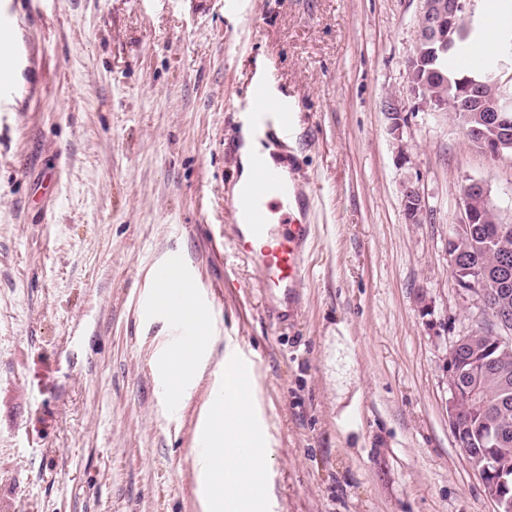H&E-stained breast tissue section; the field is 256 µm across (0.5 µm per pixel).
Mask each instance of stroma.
<instances>
[{
    "mask_svg": "<svg viewBox=\"0 0 512 512\" xmlns=\"http://www.w3.org/2000/svg\"><path fill=\"white\" fill-rule=\"evenodd\" d=\"M422 0H13L0 112V512H202L193 466L224 360L269 434L267 512H494L448 425L450 344L478 309L451 275L461 187L512 224V157L407 96ZM289 95V168L316 226L273 324L233 250L230 146L257 81ZM404 97L392 132L386 102ZM424 194L411 224L402 190ZM184 254L217 337L168 408L175 325L153 269ZM20 65V58L14 56L0 59V111L7 112L9 100L16 94L15 72Z\"/></svg>",
    "mask_w": 512,
    "mask_h": 512,
    "instance_id": "1",
    "label": "stroma"
}]
</instances>
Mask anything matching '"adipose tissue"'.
Returning <instances> with one entry per match:
<instances>
[{"label": "adipose tissue", "instance_id": "adipose-tissue-1", "mask_svg": "<svg viewBox=\"0 0 512 512\" xmlns=\"http://www.w3.org/2000/svg\"><path fill=\"white\" fill-rule=\"evenodd\" d=\"M512 16V0H483L480 36L465 45V53L498 44L500 27L495 21ZM155 295L165 310L186 328V333L169 349L166 364L169 392L173 399L186 396L188 380L201 371L202 352L213 342L209 314L196 300V290L185 281L169 278L155 285ZM194 459L203 512H258L261 495L248 491L247 484L262 475L266 460L260 449L261 435L237 416L224 413V404L214 401L202 414Z\"/></svg>", "mask_w": 512, "mask_h": 512}]
</instances>
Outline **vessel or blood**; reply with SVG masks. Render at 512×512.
<instances>
[{"label": "vessel or blood", "mask_w": 512, "mask_h": 512, "mask_svg": "<svg viewBox=\"0 0 512 512\" xmlns=\"http://www.w3.org/2000/svg\"><path fill=\"white\" fill-rule=\"evenodd\" d=\"M19 57L0 59V111H7L16 94ZM243 125L251 138L288 156L294 138V115L287 99L270 97L258 84L247 104ZM309 196L300 184H287L280 172L259 165L245 200L233 210L232 242L237 253L258 272L269 297L293 308L314 245L315 227L309 222ZM233 388L224 394V407L237 409V392L250 375L237 362L224 365Z\"/></svg>", "instance_id": "b4317fda"}]
</instances>
